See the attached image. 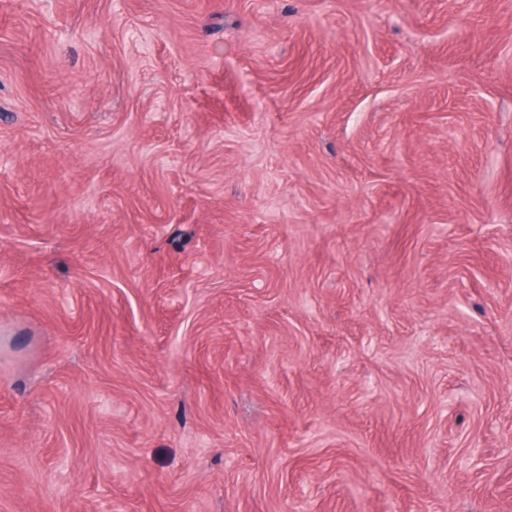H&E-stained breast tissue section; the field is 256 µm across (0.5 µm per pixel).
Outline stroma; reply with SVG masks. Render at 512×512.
Listing matches in <instances>:
<instances>
[{
	"instance_id": "1",
	"label": "stroma",
	"mask_w": 512,
	"mask_h": 512,
	"mask_svg": "<svg viewBox=\"0 0 512 512\" xmlns=\"http://www.w3.org/2000/svg\"><path fill=\"white\" fill-rule=\"evenodd\" d=\"M0 512H512V0H0Z\"/></svg>"
}]
</instances>
